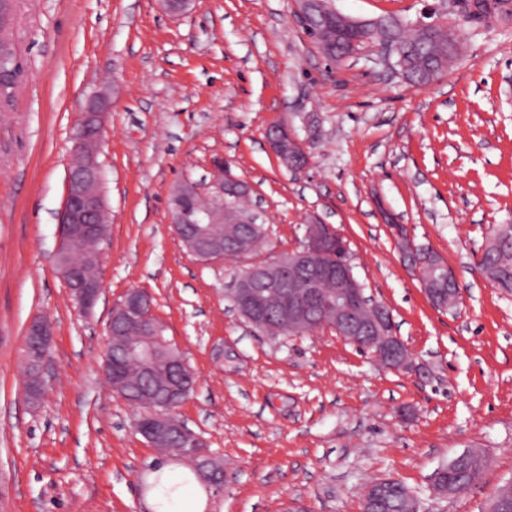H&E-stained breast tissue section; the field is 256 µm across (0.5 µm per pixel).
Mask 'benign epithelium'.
Listing matches in <instances>:
<instances>
[{
	"mask_svg": "<svg viewBox=\"0 0 512 512\" xmlns=\"http://www.w3.org/2000/svg\"><path fill=\"white\" fill-rule=\"evenodd\" d=\"M455 14L465 20L492 14L491 0H454ZM329 15L351 29H366L382 24V21L366 22L348 17L336 8ZM17 63L8 44L0 38V89L13 82ZM111 109V100L104 92L91 95L74 124L73 140L79 160L68 168L67 189L60 216V243L56 253V266L77 308L88 312L96 305L103 290L100 276H91L88 269L101 270L105 263L104 252L96 248L83 257H74L72 246L86 240L102 242L107 238L108 209L102 192L103 169L98 161L97 145L104 128V117ZM266 137L281 163L292 171H301L309 164V154L304 144L283 125L273 126ZM218 177L212 183L205 205L196 213L189 214L176 206L170 210V223L177 236L186 238L191 253L209 261L224 258V249L248 253L250 243L240 236L237 225L255 224V213L244 215L234 209L216 212V206L224 205V185L239 188V193L249 194L250 187L234 178L224 176V166L216 165ZM225 225L224 237L212 230V225ZM334 227L330 224L306 225L304 243L293 252L273 264L257 262L246 279L234 280L232 288L233 308L237 315L254 324L272 323L286 318L288 324L304 330L313 327L318 316L330 309L336 310V324L332 330L347 341L365 347H376L374 359L384 368L409 372L414 370L412 352L400 337L383 336L374 341L372 336L380 332L382 311L371 310V316L362 312L364 287L350 266L336 270V296L321 293L314 276L324 270L323 260L332 248ZM150 296L142 289L129 290L113 311L108 334L116 325L139 320L140 340L125 346L127 355L135 358L149 372L158 366L174 368L184 377L194 374L187 364L172 358L165 351V344L155 336ZM51 324L43 319L33 320L26 333L25 363L44 364L52 340ZM178 429L184 444L193 452L202 484L219 493L224 488V470L218 457L208 448L207 441L190 430L183 422L153 413L138 431L154 443L162 440L172 429ZM394 491V480L382 479L371 483L365 490L361 512H377V506Z\"/></svg>",
	"mask_w": 512,
	"mask_h": 512,
	"instance_id": "obj_1",
	"label": "benign epithelium"
}]
</instances>
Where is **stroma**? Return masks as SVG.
I'll return each instance as SVG.
<instances>
[{"label": "stroma", "instance_id": "1", "mask_svg": "<svg viewBox=\"0 0 512 512\" xmlns=\"http://www.w3.org/2000/svg\"><path fill=\"white\" fill-rule=\"evenodd\" d=\"M442 0H334L361 20H413ZM454 68L424 87L368 48L327 61L293 0H12L18 61L0 98V512H153L157 455L136 407L104 376L112 308L153 298L165 337L196 374L179 407L224 463L204 512H360L366 483L394 478L420 512H487L512 480V294L479 259L512 224V20L466 22ZM112 108L99 144L110 233L103 293L80 312L55 264L58 214L86 98ZM283 123L309 165L284 167L266 139ZM247 182L264 248L202 263L175 235L179 182L209 193L215 160ZM348 245L366 295L392 313L416 372L378 367L329 329L274 339L228 309L238 270L300 247L312 220ZM455 277L456 310L428 302L393 225ZM53 326L46 392H24L34 317ZM485 458L465 493L434 496L432 475L463 452Z\"/></svg>", "mask_w": 512, "mask_h": 512}]
</instances>
